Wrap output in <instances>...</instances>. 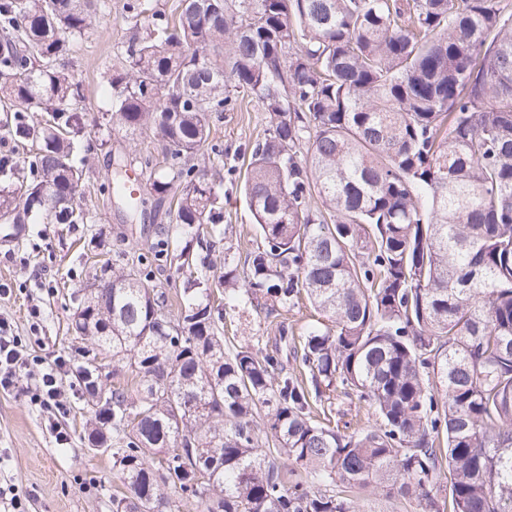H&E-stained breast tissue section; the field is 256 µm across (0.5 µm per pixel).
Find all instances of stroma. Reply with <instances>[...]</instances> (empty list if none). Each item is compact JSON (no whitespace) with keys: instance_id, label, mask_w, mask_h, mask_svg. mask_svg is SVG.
Segmentation results:
<instances>
[{"instance_id":"35a3bbf8","label":"stroma","mask_w":512,"mask_h":512,"mask_svg":"<svg viewBox=\"0 0 512 512\" xmlns=\"http://www.w3.org/2000/svg\"><path fill=\"white\" fill-rule=\"evenodd\" d=\"M125 2L108 0L88 33L73 47L71 71L84 85L85 106L93 113L103 105L102 61L111 59L114 72L124 69L117 49L132 34ZM267 127L261 104L251 97L240 98L233 110L212 117L210 145L199 158L200 165H221L226 170L220 192L229 230L216 243L215 271L235 270L242 281L247 278L245 253L259 238L241 175L251 147ZM85 139L90 147L89 165L75 203L89 211L92 223H34L27 225L19 240L0 239V289L9 291L0 299V316L8 319L13 334L20 336L31 360L38 364L70 358L69 327L74 309L69 293L72 286L90 281L94 273L84 241L99 237L113 264L133 267L138 256L161 236L177 235L164 210L150 208L144 216L129 219L107 189L117 160L131 161L137 167L166 166V156L157 142L92 125L87 127ZM311 315L305 305L272 315L250 307L235 317L226 334L238 344L261 342L285 358L289 349L282 346L281 336H299ZM32 384L31 373L25 372L11 389L0 392V451L7 457L6 465L0 466V496H20L28 512H112V494L119 481L112 472L111 454L95 450L88 442L91 413L84 407L78 383L73 376H66L59 411L35 405ZM59 430L68 434V444H57L55 433Z\"/></svg>"}]
</instances>
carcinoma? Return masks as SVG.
Listing matches in <instances>:
<instances>
[{
    "label": "carcinoma",
    "mask_w": 512,
    "mask_h": 512,
    "mask_svg": "<svg viewBox=\"0 0 512 512\" xmlns=\"http://www.w3.org/2000/svg\"><path fill=\"white\" fill-rule=\"evenodd\" d=\"M101 0H0V216L85 224L73 205L89 117L66 67ZM134 36L102 126L158 141L146 193L176 198L188 237L138 268L106 262L75 289L73 375L124 491L112 512H357L372 488L443 512H512V5L507 0H128ZM252 96L268 128L245 193L260 245L213 287L190 277L177 315L153 268L210 265L192 240L223 218L199 168L212 114ZM308 140L306 156L296 145ZM318 196L323 210H313ZM272 314L309 300L300 370L224 345L242 297ZM112 358L96 389L90 360ZM343 390L376 424L347 432ZM266 410V429L257 421ZM343 426H331V419ZM267 444L269 448L262 449Z\"/></svg>",
    "instance_id": "1"
}]
</instances>
